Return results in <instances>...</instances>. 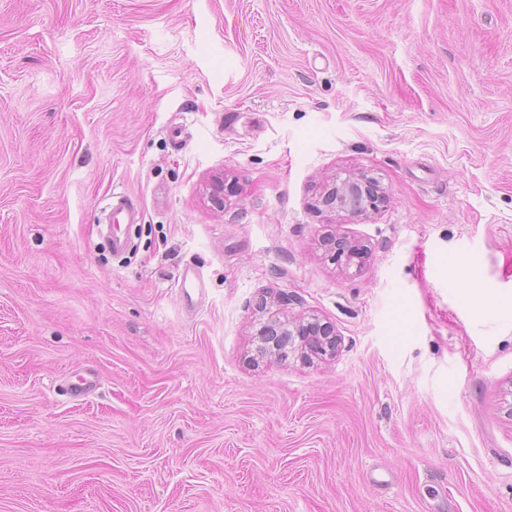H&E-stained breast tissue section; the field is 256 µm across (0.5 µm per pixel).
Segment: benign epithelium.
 Returning <instances> with one entry per match:
<instances>
[{
  "label": "benign epithelium",
  "mask_w": 512,
  "mask_h": 512,
  "mask_svg": "<svg viewBox=\"0 0 512 512\" xmlns=\"http://www.w3.org/2000/svg\"><path fill=\"white\" fill-rule=\"evenodd\" d=\"M379 196L374 181L365 175L348 174L329 183L320 199L325 209L343 213L350 217L367 218L376 209ZM329 249L345 257V265H361L368 256V248L361 242L346 236H334L327 241ZM264 343L269 352L277 353L299 341L301 352L310 355L333 354L336 349L334 338L324 325L315 319L304 318L280 320L272 318L262 331Z\"/></svg>",
  "instance_id": "obj_1"
}]
</instances>
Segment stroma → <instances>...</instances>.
I'll return each instance as SVG.
<instances>
[{"mask_svg": "<svg viewBox=\"0 0 512 512\" xmlns=\"http://www.w3.org/2000/svg\"><path fill=\"white\" fill-rule=\"evenodd\" d=\"M510 388L512 0H0V512H512ZM374 181L365 175L336 176L325 188L320 205L326 210L356 218H368L378 206L379 191ZM111 201L107 204L109 223L113 227L121 225L130 228L143 221V210L140 204L124 191L112 192ZM326 246L334 250V253H337L340 258L344 256L345 265L347 267L351 265H356V267L360 266L363 259H365L369 253L366 245L346 236L337 237L335 235L327 241ZM178 288L190 309H195L204 297L205 287L202 277L197 270L190 267L182 270L178 278ZM264 343L268 345L269 353H277L281 348L293 344L295 337L299 340L302 353L307 355L333 354L336 349V338H334L324 325L316 319L280 320L271 318L268 325L262 331ZM98 388L99 380L96 373L92 370H87L78 377L77 382L68 386L67 395L73 399L85 398L94 393Z\"/></svg>", "mask_w": 512, "mask_h": 512, "instance_id": "35a3bbf8", "label": "stroma"}]
</instances>
